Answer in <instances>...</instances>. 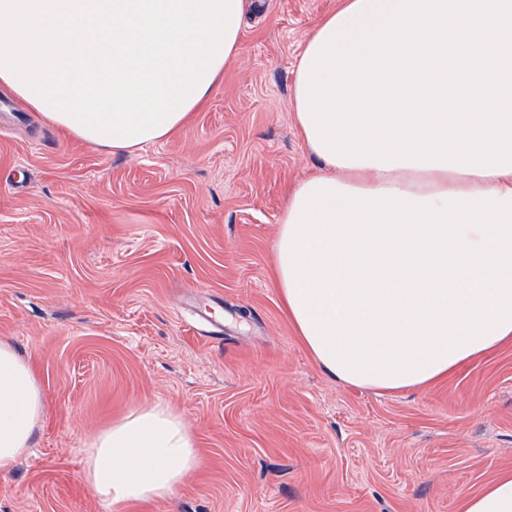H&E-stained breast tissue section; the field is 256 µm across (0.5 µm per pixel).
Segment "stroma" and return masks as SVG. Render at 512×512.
Returning a JSON list of instances; mask_svg holds the SVG:
<instances>
[{"instance_id":"35a3bbf8","label":"stroma","mask_w":512,"mask_h":512,"mask_svg":"<svg viewBox=\"0 0 512 512\" xmlns=\"http://www.w3.org/2000/svg\"><path fill=\"white\" fill-rule=\"evenodd\" d=\"M337 0H253L243 50L172 138L112 154L0 92V341L39 372L31 453L0 512H107L93 437L161 401L199 468L131 512H460L512 468V346L424 390L327 375L273 283L287 188L312 174L290 97L297 56ZM213 306L222 337L184 305Z\"/></svg>"}]
</instances>
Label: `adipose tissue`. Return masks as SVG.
Instances as JSON below:
<instances>
[{
	"label": "adipose tissue",
	"mask_w": 512,
	"mask_h": 512,
	"mask_svg": "<svg viewBox=\"0 0 512 512\" xmlns=\"http://www.w3.org/2000/svg\"><path fill=\"white\" fill-rule=\"evenodd\" d=\"M251 0H0V90L65 135L124 152L175 135L242 49ZM317 170L289 193L276 285L317 363L344 384L422 389L512 343V172ZM35 366L0 341V473L32 448ZM200 464L160 402L99 432L85 477L111 512L165 499ZM462 512H512V471Z\"/></svg>",
	"instance_id": "ef3b65f1"
}]
</instances>
